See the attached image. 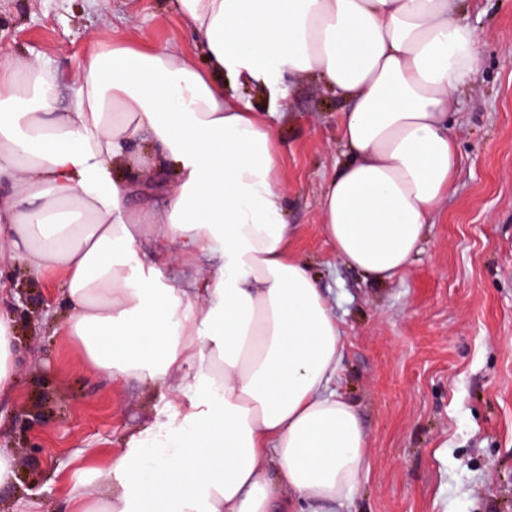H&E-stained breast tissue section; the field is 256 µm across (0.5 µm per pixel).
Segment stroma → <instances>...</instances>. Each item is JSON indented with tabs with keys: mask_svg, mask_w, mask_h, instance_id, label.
Instances as JSON below:
<instances>
[{
	"mask_svg": "<svg viewBox=\"0 0 512 512\" xmlns=\"http://www.w3.org/2000/svg\"><path fill=\"white\" fill-rule=\"evenodd\" d=\"M174 0H0V64L44 58L63 89L90 44L192 49ZM482 38L479 67L450 122L459 146L454 193L435 210L411 265L377 284L340 261L320 220L329 176L343 159L346 104L318 82L290 79L274 135L293 244L327 288L344 331L336 388L356 405L368 468L348 512H512V0H464ZM11 288L17 389L0 398V448L16 482L0 512H67L73 487L110 467L131 436L169 422L165 389L113 381L62 325L56 273L22 271Z\"/></svg>",
	"mask_w": 512,
	"mask_h": 512,
	"instance_id": "stroma-1",
	"label": "stroma"
}]
</instances>
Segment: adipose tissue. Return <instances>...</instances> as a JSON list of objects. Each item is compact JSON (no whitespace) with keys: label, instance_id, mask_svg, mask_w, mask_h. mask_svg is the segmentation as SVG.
I'll use <instances>...</instances> for the list:
<instances>
[{"label":"adipose tissue","instance_id":"obj_1","mask_svg":"<svg viewBox=\"0 0 512 512\" xmlns=\"http://www.w3.org/2000/svg\"><path fill=\"white\" fill-rule=\"evenodd\" d=\"M178 46L95 40L58 111L39 58L0 64V265L66 279L65 328L112 379L186 398L71 512H344L369 441L340 395L344 335L293 252L271 115L238 86L321 81L348 110L320 205L337 256L384 283L455 189L448 113L480 60L459 0H177ZM148 142L151 154L138 148ZM159 206L128 207L147 169ZM151 235L187 279L133 262ZM193 387H185V377Z\"/></svg>","mask_w":512,"mask_h":512}]
</instances>
